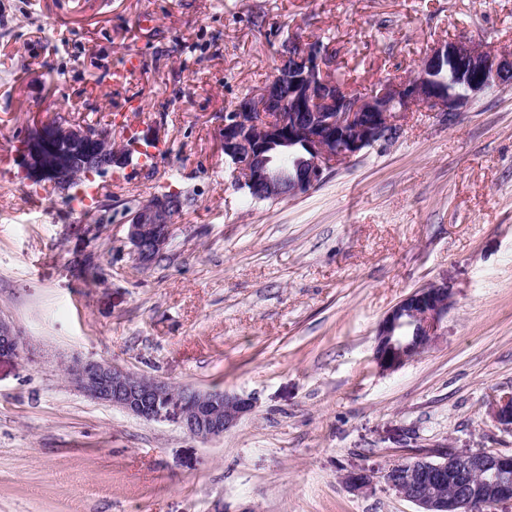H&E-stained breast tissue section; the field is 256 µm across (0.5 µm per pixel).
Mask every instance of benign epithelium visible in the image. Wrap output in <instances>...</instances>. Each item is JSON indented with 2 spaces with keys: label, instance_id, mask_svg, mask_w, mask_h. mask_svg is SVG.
I'll return each mask as SVG.
<instances>
[{
  "label": "benign epithelium",
  "instance_id": "7a95c632",
  "mask_svg": "<svg viewBox=\"0 0 512 512\" xmlns=\"http://www.w3.org/2000/svg\"><path fill=\"white\" fill-rule=\"evenodd\" d=\"M331 58V48L316 40L288 42L275 76L260 95L242 98L234 111L224 114V157L257 199L277 202L305 194L323 183L334 167L368 149L396 143L401 119L418 107L449 120L486 88L512 86V52L499 54L471 40L438 42L412 76L382 83L365 96L352 94L329 74ZM445 70L456 72L457 89L444 87ZM297 144L303 145L305 155L295 160L296 173L290 174L283 163ZM144 145L132 139L114 148L108 135L95 128L51 120L34 125L24 138L20 166L35 181L68 189L81 176H106L126 164L131 149ZM188 204L187 196L165 193L130 211L127 239L139 266L148 267L164 256L174 218ZM454 295V288L443 280L397 303L376 330V368L394 372L428 350L440 336ZM408 328L414 335H405ZM20 346L13 326L0 319V354H16ZM65 368L66 381L88 399L147 421L173 419L203 441L222 438L254 409L249 397L192 386L180 387L172 399L171 384L105 361L76 355ZM487 414L511 431L512 395L493 398ZM378 477L418 512H475L512 502V455L501 452L443 446ZM378 477L362 469L348 473L344 481L352 491L363 492Z\"/></svg>",
  "mask_w": 512,
  "mask_h": 512
}]
</instances>
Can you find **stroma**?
Segmentation results:
<instances>
[{"label": "stroma", "instance_id": "stroma-1", "mask_svg": "<svg viewBox=\"0 0 512 512\" xmlns=\"http://www.w3.org/2000/svg\"><path fill=\"white\" fill-rule=\"evenodd\" d=\"M320 38L349 91L414 74L429 49L512 51V0H0V512H416L344 474L415 450L512 454L486 414L512 391V88L452 122L421 107L399 140L307 194L258 203L224 158V115ZM60 118L155 140L98 182L94 212L22 178L17 150ZM192 199L140 267L128 211ZM448 279L435 346L376 370V329ZM253 398L203 442L70 387L72 356Z\"/></svg>", "mask_w": 512, "mask_h": 512}]
</instances>
